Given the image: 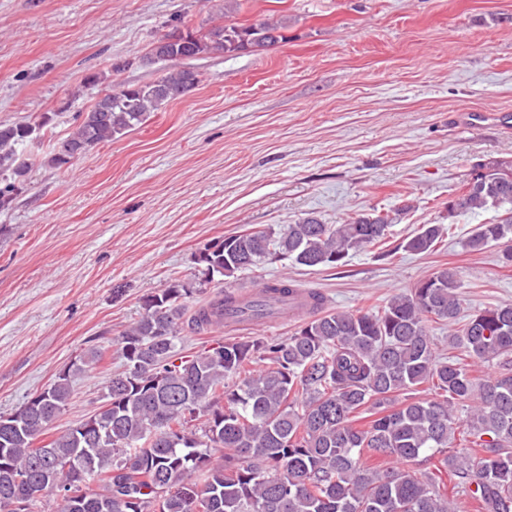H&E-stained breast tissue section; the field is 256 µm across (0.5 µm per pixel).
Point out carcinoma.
<instances>
[{"instance_id":"1","label":"carcinoma","mask_w":512,"mask_h":512,"mask_svg":"<svg viewBox=\"0 0 512 512\" xmlns=\"http://www.w3.org/2000/svg\"><path fill=\"white\" fill-rule=\"evenodd\" d=\"M286 23H231L207 33L177 28L165 51L184 58L220 49L264 51L287 40ZM199 82L188 69L105 94L76 116L48 162L60 167L143 123ZM43 113L0 124V210L11 206L31 166L19 149L48 128ZM500 211L465 242L481 251L512 236V159L475 164L450 217ZM393 218L356 213L342 224L307 217L276 231L252 228L212 245L205 282L253 270L264 260L343 267L350 253L384 248ZM424 224L402 242L427 253L443 241ZM457 273L440 268L392 297L380 311L325 310L308 291L314 315L285 339L217 340L190 355L176 350L182 324L203 330L235 312L248 319L268 305L233 291L199 306L189 319L184 284L143 299L144 313L120 338L124 369L112 376L93 428L43 439L71 397V372L101 359L89 351L40 392L41 408L13 426L0 415V498L76 488L77 510L62 512H512V303L461 318ZM452 327L437 352L428 324ZM427 384L436 396L423 398Z\"/></svg>"}]
</instances>
